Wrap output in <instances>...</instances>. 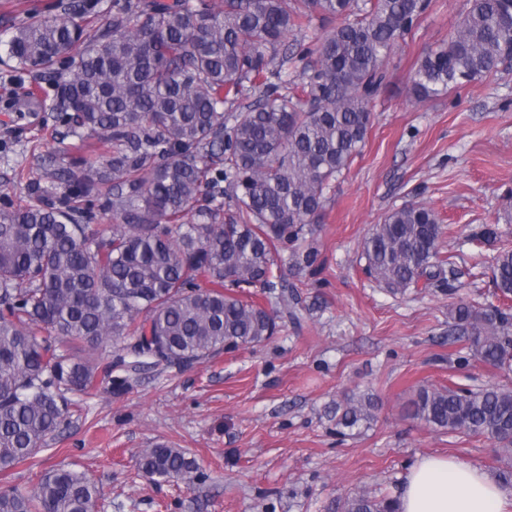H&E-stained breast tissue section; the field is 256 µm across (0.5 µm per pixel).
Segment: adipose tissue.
Listing matches in <instances>:
<instances>
[{"instance_id": "adipose-tissue-1", "label": "adipose tissue", "mask_w": 512, "mask_h": 512, "mask_svg": "<svg viewBox=\"0 0 512 512\" xmlns=\"http://www.w3.org/2000/svg\"><path fill=\"white\" fill-rule=\"evenodd\" d=\"M399 512H512V493L466 460L427 456L409 469Z\"/></svg>"}]
</instances>
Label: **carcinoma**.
Masks as SVG:
<instances>
[{
  "label": "carcinoma",
  "instance_id": "obj_1",
  "mask_svg": "<svg viewBox=\"0 0 512 512\" xmlns=\"http://www.w3.org/2000/svg\"><path fill=\"white\" fill-rule=\"evenodd\" d=\"M431 0H112V19L87 28L85 0L31 16L5 46L16 78L60 77L50 110L73 139L39 154L44 177L0 209V474L35 455L76 412L69 393L128 392L140 371L188 366L268 341L298 299L278 274L320 264L304 244L326 190L357 157L386 60ZM338 19L312 45L288 33L312 15ZM512 6L470 0L444 47L419 60L409 92L419 102L512 66ZM303 61L299 90L281 78ZM239 110L227 104L247 94ZM106 198L103 224L92 198ZM190 217L187 223L182 222ZM444 226L421 203L387 213L362 243L365 270L392 295L437 288L453 295ZM500 304L460 299L448 331L473 355L512 364V250L493 258ZM258 288L256 294L231 289ZM370 393L333 411L336 432L376 418ZM409 416L485 436L512 457V389L420 387ZM150 479L201 476L183 448L144 449ZM100 490L60 466L29 490L0 488V512H97ZM338 512H398L396 500L358 492Z\"/></svg>",
  "mask_w": 512,
  "mask_h": 512
}]
</instances>
